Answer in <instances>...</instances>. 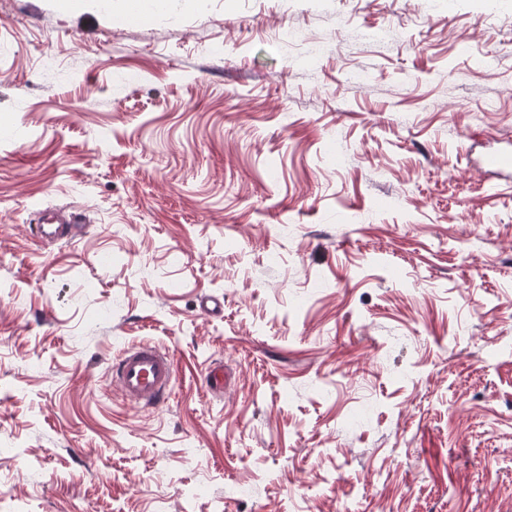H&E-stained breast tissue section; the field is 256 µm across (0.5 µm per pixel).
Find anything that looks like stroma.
Listing matches in <instances>:
<instances>
[{"mask_svg": "<svg viewBox=\"0 0 512 512\" xmlns=\"http://www.w3.org/2000/svg\"><path fill=\"white\" fill-rule=\"evenodd\" d=\"M133 10L0 0V512H512V0ZM37 218V235L44 244H56L73 239L72 231L77 224L90 223L89 217L81 210L46 207ZM112 382L124 397L147 410L169 400L176 371L170 354L152 343H139L122 351L110 367Z\"/></svg>", "mask_w": 512, "mask_h": 512, "instance_id": "obj_1", "label": "stroma"}]
</instances>
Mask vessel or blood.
<instances>
[{
  "mask_svg": "<svg viewBox=\"0 0 512 512\" xmlns=\"http://www.w3.org/2000/svg\"><path fill=\"white\" fill-rule=\"evenodd\" d=\"M88 221L81 210L47 207L38 213L37 235L43 243L56 244L71 239L75 226ZM110 372L124 397L147 410L167 403L176 380L170 354L151 343L123 350L113 360Z\"/></svg>",
  "mask_w": 512,
  "mask_h": 512,
  "instance_id": "obj_1",
  "label": "vessel or blood"
}]
</instances>
